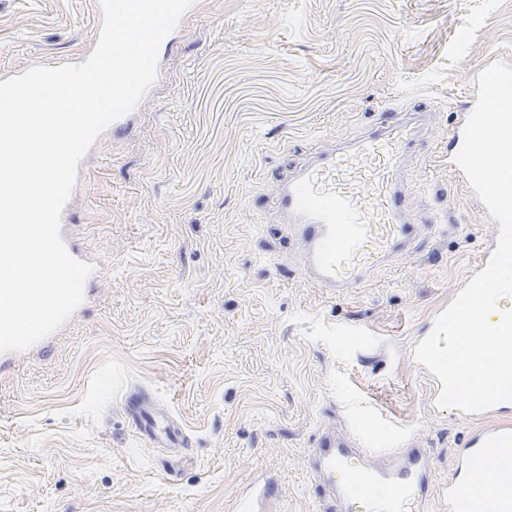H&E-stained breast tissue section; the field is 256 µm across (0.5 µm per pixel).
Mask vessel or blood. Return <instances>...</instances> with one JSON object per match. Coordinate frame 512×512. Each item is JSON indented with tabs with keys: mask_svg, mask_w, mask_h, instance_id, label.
I'll use <instances>...</instances> for the list:
<instances>
[{
	"mask_svg": "<svg viewBox=\"0 0 512 512\" xmlns=\"http://www.w3.org/2000/svg\"><path fill=\"white\" fill-rule=\"evenodd\" d=\"M476 100L469 93L454 113L444 137L449 155L462 146ZM431 135V114L394 101L358 136L316 149L282 175L276 221L292 228L296 263L307 281L337 298L417 251L430 227L408 212L405 166L413 153L436 149ZM465 420L469 430L442 483L432 477L430 450L380 414L322 429L308 450L309 495L319 512H512V402ZM128 423L150 442L177 450L188 445L169 412L144 421L134 413ZM367 425L383 428L386 442L367 438ZM276 490L272 478L253 476L232 512H266Z\"/></svg>",
	"mask_w": 512,
	"mask_h": 512,
	"instance_id": "obj_1",
	"label": "vessel or blood"
}]
</instances>
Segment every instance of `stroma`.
<instances>
[{
    "mask_svg": "<svg viewBox=\"0 0 512 512\" xmlns=\"http://www.w3.org/2000/svg\"><path fill=\"white\" fill-rule=\"evenodd\" d=\"M98 0H0V76L76 63ZM512 53V0H196L130 128L89 148L65 218L105 265L49 352L0 374V512H228L254 471L267 512H316L320 430L372 405L409 425L447 479L467 424L429 413L415 337L471 272L487 228L447 166L410 158L425 248L332 299L295 278L276 183L316 139L351 138L399 92L447 124L467 76ZM147 393L186 453L131 433Z\"/></svg>",
    "mask_w": 512,
    "mask_h": 512,
    "instance_id": "1",
    "label": "stroma"
}]
</instances>
